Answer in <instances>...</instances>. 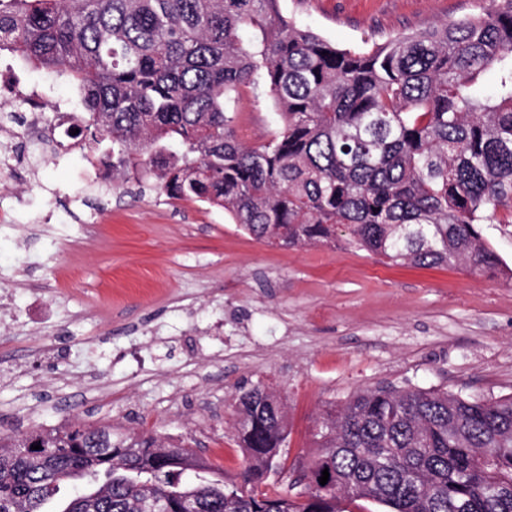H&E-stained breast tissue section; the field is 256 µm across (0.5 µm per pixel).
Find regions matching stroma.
<instances>
[{"instance_id": "1", "label": "stroma", "mask_w": 512, "mask_h": 512, "mask_svg": "<svg viewBox=\"0 0 512 512\" xmlns=\"http://www.w3.org/2000/svg\"><path fill=\"white\" fill-rule=\"evenodd\" d=\"M485 0H280L341 48L480 12ZM247 142L276 108L261 88L231 104ZM0 438L70 423L186 444L230 479L239 387L287 406L279 470L306 463L330 404L382 385L512 395V282L462 266L388 265L362 250L272 246L201 202L148 190L78 192L100 151L30 166L0 147Z\"/></svg>"}]
</instances>
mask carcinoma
Returning a JSON list of instances; mask_svg holds the SVG:
<instances>
[{
  "label": "carcinoma",
  "mask_w": 512,
  "mask_h": 512,
  "mask_svg": "<svg viewBox=\"0 0 512 512\" xmlns=\"http://www.w3.org/2000/svg\"><path fill=\"white\" fill-rule=\"evenodd\" d=\"M278 2L0 0V52L75 87L114 185L221 208L271 245L501 265L484 225L512 224V0L363 50L296 25ZM261 82L279 123L250 145L227 103ZM234 429L240 485L154 437L80 424L14 437L0 443V512L55 499L54 512H179L191 491L199 512H512V396L382 386L329 405L305 498L261 489L288 436L274 392L240 389Z\"/></svg>",
  "instance_id": "1"
}]
</instances>
